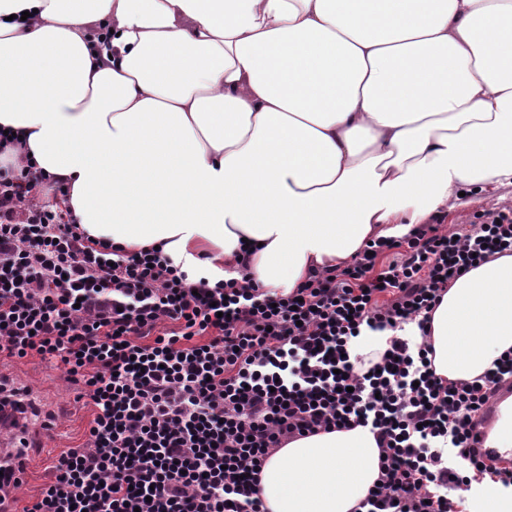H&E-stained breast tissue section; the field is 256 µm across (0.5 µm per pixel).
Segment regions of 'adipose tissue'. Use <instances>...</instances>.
Listing matches in <instances>:
<instances>
[{"label": "adipose tissue", "mask_w": 512, "mask_h": 512, "mask_svg": "<svg viewBox=\"0 0 512 512\" xmlns=\"http://www.w3.org/2000/svg\"><path fill=\"white\" fill-rule=\"evenodd\" d=\"M0 127L91 239L159 247L190 282L289 294L512 186V0H0ZM433 367L512 350V255L454 281ZM369 428L262 467L267 512H354Z\"/></svg>", "instance_id": "adipose-tissue-1"}]
</instances>
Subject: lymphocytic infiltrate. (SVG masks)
<instances>
[{"label":"lymphocytic infiltrate","mask_w":512,"mask_h":512,"mask_svg":"<svg viewBox=\"0 0 512 512\" xmlns=\"http://www.w3.org/2000/svg\"><path fill=\"white\" fill-rule=\"evenodd\" d=\"M62 182L0 156V356L60 361L94 407L24 512H265L259 475L288 441L371 427L379 483L358 512H460L463 492L512 468L469 455L474 417L512 379V353L471 382L437 376L425 327L449 283L512 254V209L472 230L440 220L373 241L351 267L294 293L187 276L160 250L86 236L40 199ZM390 256L378 268L379 256ZM394 332L372 363L351 341Z\"/></svg>","instance_id":"f902f5d3"}]
</instances>
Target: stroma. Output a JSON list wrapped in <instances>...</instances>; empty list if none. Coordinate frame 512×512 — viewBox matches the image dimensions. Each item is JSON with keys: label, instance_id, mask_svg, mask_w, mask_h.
Returning a JSON list of instances; mask_svg holds the SVG:
<instances>
[{"label": "stroma", "instance_id": "obj_1", "mask_svg": "<svg viewBox=\"0 0 512 512\" xmlns=\"http://www.w3.org/2000/svg\"><path fill=\"white\" fill-rule=\"evenodd\" d=\"M510 207L511 186L483 195L470 192L465 194L463 206L444 215L443 224L455 230L467 224L474 213ZM0 376L6 377L10 387L20 390L29 405L24 426L0 433L1 445L20 448L22 455L30 460L28 477L12 494L11 505L18 508L30 504L39 494L54 459L83 444L94 408L88 400L79 399L63 366L39 357L0 359ZM45 421L52 424V431L42 429Z\"/></svg>", "mask_w": 512, "mask_h": 512}]
</instances>
